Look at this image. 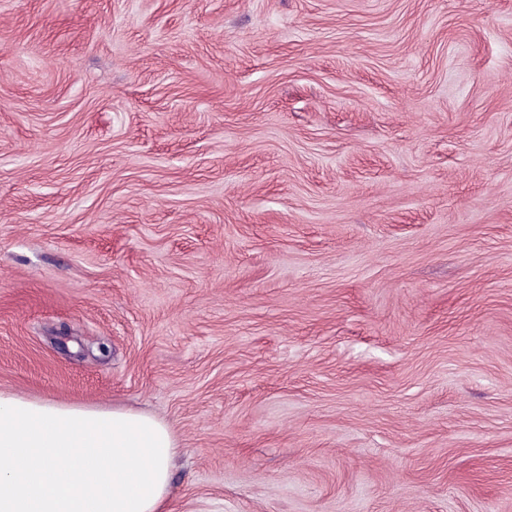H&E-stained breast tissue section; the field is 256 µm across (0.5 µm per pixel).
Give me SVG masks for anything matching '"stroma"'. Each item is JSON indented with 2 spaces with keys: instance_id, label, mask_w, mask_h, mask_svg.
I'll return each mask as SVG.
<instances>
[{
  "instance_id": "1",
  "label": "stroma",
  "mask_w": 512,
  "mask_h": 512,
  "mask_svg": "<svg viewBox=\"0 0 512 512\" xmlns=\"http://www.w3.org/2000/svg\"><path fill=\"white\" fill-rule=\"evenodd\" d=\"M0 389L169 512H512V0H0Z\"/></svg>"
}]
</instances>
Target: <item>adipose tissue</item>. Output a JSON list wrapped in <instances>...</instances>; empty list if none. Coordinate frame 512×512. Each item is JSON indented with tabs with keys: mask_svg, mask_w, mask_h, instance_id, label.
<instances>
[{
	"mask_svg": "<svg viewBox=\"0 0 512 512\" xmlns=\"http://www.w3.org/2000/svg\"><path fill=\"white\" fill-rule=\"evenodd\" d=\"M177 448L144 412L0 390V512H163Z\"/></svg>",
	"mask_w": 512,
	"mask_h": 512,
	"instance_id": "1",
	"label": "adipose tissue"
}]
</instances>
